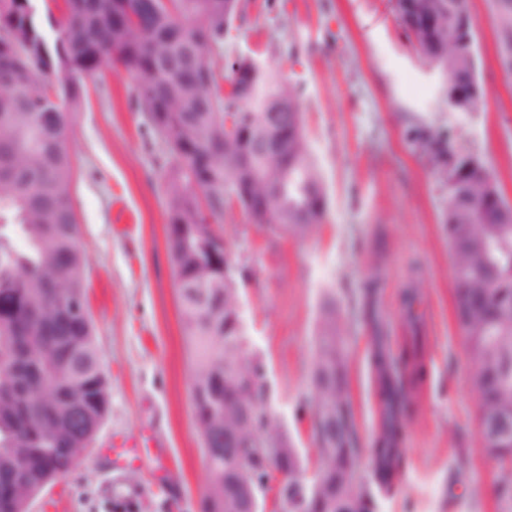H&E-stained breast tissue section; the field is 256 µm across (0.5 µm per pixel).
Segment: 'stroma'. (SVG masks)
Wrapping results in <instances>:
<instances>
[{"label":"stroma","instance_id":"1","mask_svg":"<svg viewBox=\"0 0 512 512\" xmlns=\"http://www.w3.org/2000/svg\"><path fill=\"white\" fill-rule=\"evenodd\" d=\"M224 43L302 90L311 153L327 194L311 237L259 231L237 206L224 213L231 258L246 268L240 303L251 348L264 362L277 419L316 463L299 400L310 397L316 326L326 301L347 324L349 387L369 462L379 424L371 327L363 287L379 278L377 314L391 355L417 344L426 378L408 423L404 462L377 512H499L483 451L474 361L456 325L453 260L442 230L445 192L403 137L407 123L454 120L463 144L493 166L512 202V79L501 70L487 0H472L478 75L486 95L452 118L442 77L407 37L393 0H246ZM125 71L85 83L66 129L87 303L111 385V409L88 457L32 502V512H199L207 478L192 419L190 351L179 322L166 244V153L134 100ZM414 287L418 324L402 297ZM148 434V457L112 467L114 442Z\"/></svg>","mask_w":512,"mask_h":512}]
</instances>
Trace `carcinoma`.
<instances>
[{
  "label": "carcinoma",
  "instance_id": "cac0c4a2",
  "mask_svg": "<svg viewBox=\"0 0 512 512\" xmlns=\"http://www.w3.org/2000/svg\"><path fill=\"white\" fill-rule=\"evenodd\" d=\"M48 25L0 0V512H24L12 489L37 487L68 473L87 455L91 424L105 419L109 384L92 322L62 314L71 297L87 299L86 258L72 194L64 129L78 107L83 81L107 65L137 78L135 101L168 150L167 244L179 273L180 318L191 349L190 398L195 428L211 460L201 495L205 512H244L242 477L279 481L280 512H373V490L389 493L401 467L408 419L417 410L413 385L425 365L413 349L401 361L385 349L375 296L364 289L373 324V373L381 404L369 471L360 469L361 441L347 373L343 318L325 309L317 327L308 406L318 467L306 464L295 439L278 422L263 361L250 347L237 288L241 269L224 268L231 245L221 221L239 205L272 233L312 236L327 197L309 150L300 94L251 57L224 59L227 21L235 0H156L145 21L128 24L143 0H51ZM437 18L412 23L401 0L394 7L420 56L443 76L450 112H471L486 95L478 78L476 41L467 50L442 46L472 17L470 0H419ZM59 17H54L53 9ZM499 65L512 75V0H490ZM192 44L201 66L191 75L171 63ZM229 90L221 92L223 71ZM56 71L59 83L48 80ZM279 128L264 113L278 101ZM232 119L247 136L230 137ZM446 192L443 228L454 264V310L475 368L478 435L495 463L493 491L500 512H512V434L493 427L512 419V205L483 155L457 142L456 127L418 121L406 132ZM456 159L448 166V157ZM25 246L18 248L16 238ZM80 410L69 414L75 403ZM240 435L239 468L224 460V432Z\"/></svg>",
  "mask_w": 512,
  "mask_h": 512
}]
</instances>
